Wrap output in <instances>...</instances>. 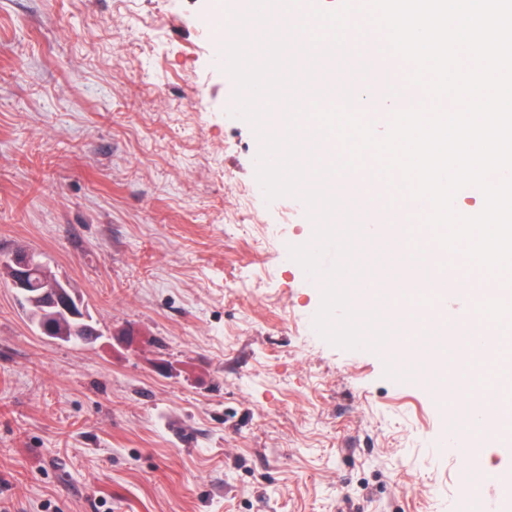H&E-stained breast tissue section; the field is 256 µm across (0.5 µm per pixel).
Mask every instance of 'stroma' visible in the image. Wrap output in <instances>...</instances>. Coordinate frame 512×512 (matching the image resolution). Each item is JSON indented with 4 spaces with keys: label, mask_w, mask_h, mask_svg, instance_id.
<instances>
[{
    "label": "stroma",
    "mask_w": 512,
    "mask_h": 512,
    "mask_svg": "<svg viewBox=\"0 0 512 512\" xmlns=\"http://www.w3.org/2000/svg\"><path fill=\"white\" fill-rule=\"evenodd\" d=\"M212 4L0 0V262L38 255L100 332L40 335L0 278V512H455L449 405L394 381L401 338L325 341L273 257L313 224L250 192Z\"/></svg>",
    "instance_id": "obj_1"
}]
</instances>
